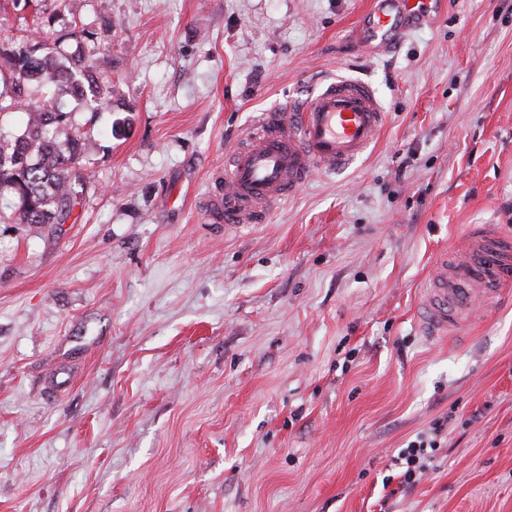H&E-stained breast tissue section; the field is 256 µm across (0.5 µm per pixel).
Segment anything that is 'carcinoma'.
<instances>
[{
    "label": "carcinoma",
    "mask_w": 512,
    "mask_h": 512,
    "mask_svg": "<svg viewBox=\"0 0 512 512\" xmlns=\"http://www.w3.org/2000/svg\"><path fill=\"white\" fill-rule=\"evenodd\" d=\"M52 2L54 9L44 11L36 36L24 37L5 58L7 73L0 72V111L28 115L21 134L0 138V193L9 191L13 200L8 211L0 209V221L14 224H64L72 217L76 186L86 181L82 137L57 141V130L69 121L60 100L81 98L94 108L112 95L110 63L98 48L63 61L49 47L56 20L69 11L68 0Z\"/></svg>",
    "instance_id": "1"
}]
</instances>
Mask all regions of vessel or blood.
Instances as JSON below:
<instances>
[{"instance_id":"vessel-or-blood-1","label":"vessel or blood","mask_w":512,"mask_h":512,"mask_svg":"<svg viewBox=\"0 0 512 512\" xmlns=\"http://www.w3.org/2000/svg\"><path fill=\"white\" fill-rule=\"evenodd\" d=\"M412 0H372L360 27L378 44L408 32ZM384 112L368 83L340 77L299 109L265 112L245 146L224 169V190L210 207L225 226L264 223L283 201L320 169L351 164L372 143ZM512 295V236L493 224L471 228L466 244L442 253L422 291L420 326L445 336L466 327L475 306L497 309Z\"/></svg>"}]
</instances>
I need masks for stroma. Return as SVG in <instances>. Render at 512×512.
Masks as SVG:
<instances>
[{
  "instance_id": "stroma-1",
  "label": "stroma",
  "mask_w": 512,
  "mask_h": 512,
  "mask_svg": "<svg viewBox=\"0 0 512 512\" xmlns=\"http://www.w3.org/2000/svg\"><path fill=\"white\" fill-rule=\"evenodd\" d=\"M72 3L112 98L62 103L72 218L0 223V512H512V302L418 324L443 251L512 234V0H426L374 53L370 0ZM46 7L0 0V49ZM339 77L374 88L377 142L266 223L211 219L256 117ZM427 448L431 452L441 448L436 438L427 440L425 435H419L416 440L410 441L406 448H402L397 457H393V465L397 466L403 488L412 487L421 475V470L426 468L422 459L427 457Z\"/></svg>"
}]
</instances>
